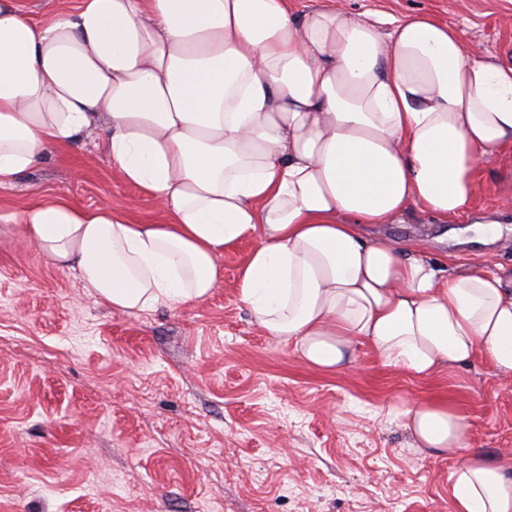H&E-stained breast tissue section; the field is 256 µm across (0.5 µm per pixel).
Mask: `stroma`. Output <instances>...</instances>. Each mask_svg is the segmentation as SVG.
<instances>
[{
	"label": "stroma",
	"instance_id": "obj_1",
	"mask_svg": "<svg viewBox=\"0 0 512 512\" xmlns=\"http://www.w3.org/2000/svg\"><path fill=\"white\" fill-rule=\"evenodd\" d=\"M393 16L424 13L512 63V0H288ZM105 134L53 150L0 188V213L48 198L111 199L141 224L166 220L144 189L113 175ZM474 216L512 196V158L478 163ZM468 216L412 210L367 235L428 239L455 275H512V215L485 239ZM251 243L220 260L206 300L127 314L96 303L66 268L0 223V512H453L460 457L412 446L401 411L437 399L464 416L468 451L512 449V386L482 359L429 377L356 346L312 367L265 335L235 288Z\"/></svg>",
	"mask_w": 512,
	"mask_h": 512
}]
</instances>
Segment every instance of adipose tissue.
<instances>
[{
	"label": "adipose tissue",
	"mask_w": 512,
	"mask_h": 512,
	"mask_svg": "<svg viewBox=\"0 0 512 512\" xmlns=\"http://www.w3.org/2000/svg\"><path fill=\"white\" fill-rule=\"evenodd\" d=\"M106 132L114 172L169 216L42 201L25 240L95 300L144 313L204 301L245 240L237 295L266 335L333 370L369 343L418 376L482 357L512 383V279L454 275L419 239H367L410 209L469 212L479 160L512 149V66L458 29L288 0H77L37 23L0 0V187ZM416 447L465 445L463 415L403 412ZM454 512H512V455L450 475Z\"/></svg>",
	"instance_id": "1"
}]
</instances>
